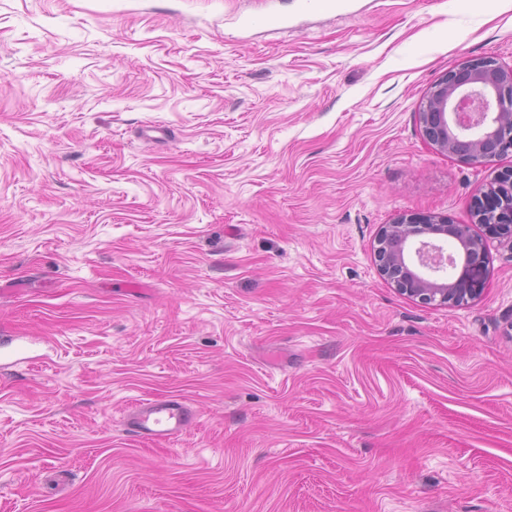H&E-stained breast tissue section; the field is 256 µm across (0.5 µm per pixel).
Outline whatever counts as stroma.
<instances>
[{
  "mask_svg": "<svg viewBox=\"0 0 512 512\" xmlns=\"http://www.w3.org/2000/svg\"><path fill=\"white\" fill-rule=\"evenodd\" d=\"M0 0V512H512V245L399 294L404 213L467 224L499 164L420 133L497 0ZM185 397L177 441L124 429Z\"/></svg>",
  "mask_w": 512,
  "mask_h": 512,
  "instance_id": "35a3bbf8",
  "label": "stroma"
}]
</instances>
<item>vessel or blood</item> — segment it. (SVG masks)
<instances>
[{
	"instance_id": "obj_1",
	"label": "vessel or blood",
	"mask_w": 512,
	"mask_h": 512,
	"mask_svg": "<svg viewBox=\"0 0 512 512\" xmlns=\"http://www.w3.org/2000/svg\"><path fill=\"white\" fill-rule=\"evenodd\" d=\"M194 419L188 401L170 396L132 405L124 418V427L128 433L142 439L172 441L184 434Z\"/></svg>"
}]
</instances>
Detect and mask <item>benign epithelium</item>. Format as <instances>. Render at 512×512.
Here are the masks:
<instances>
[{"label":"benign epithelium","instance_id":"benign-epithelium-1","mask_svg":"<svg viewBox=\"0 0 512 512\" xmlns=\"http://www.w3.org/2000/svg\"><path fill=\"white\" fill-rule=\"evenodd\" d=\"M424 140L461 161L491 165L512 154V68L491 57L469 59L448 70L431 87L418 112ZM472 223L437 215L403 214L382 226L374 261L396 291L424 305L460 306L480 292L485 244L472 228L512 239V167L474 199ZM430 234L455 240L462 260L443 256Z\"/></svg>","mask_w":512,"mask_h":512}]
</instances>
